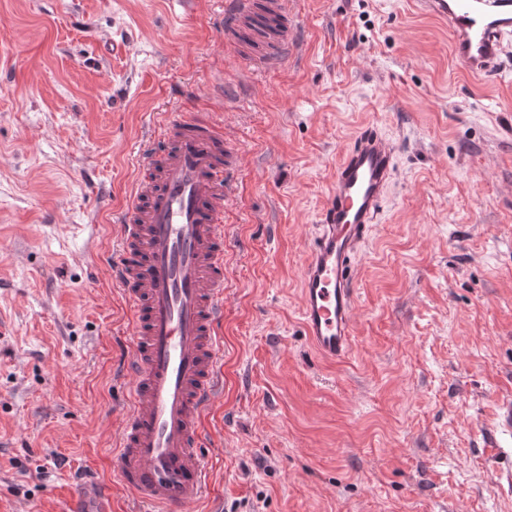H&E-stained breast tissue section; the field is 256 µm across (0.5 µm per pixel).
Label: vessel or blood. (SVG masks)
I'll list each match as a JSON object with an SVG mask.
<instances>
[{
  "label": "vessel or blood",
  "instance_id": "obj_1",
  "mask_svg": "<svg viewBox=\"0 0 512 512\" xmlns=\"http://www.w3.org/2000/svg\"><path fill=\"white\" fill-rule=\"evenodd\" d=\"M447 27L451 53L472 76L495 75L512 48V0H418ZM293 0H224L225 44L254 70H275L296 50ZM112 280L133 310L125 368L129 406L114 438L113 470L149 512H190L209 471L200 446L206 411L221 394L224 211L238 154L207 114L169 120L141 140ZM396 146L360 134L336 167L302 275L301 321L314 350L336 360L353 342L352 264L393 181Z\"/></svg>",
  "mask_w": 512,
  "mask_h": 512
}]
</instances>
